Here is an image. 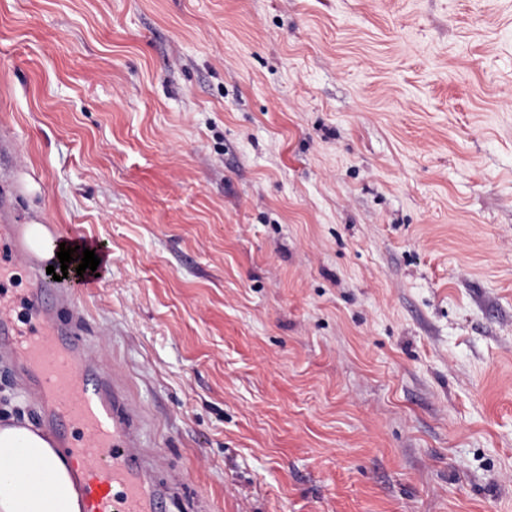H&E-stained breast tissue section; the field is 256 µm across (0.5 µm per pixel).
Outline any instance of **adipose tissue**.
Returning a JSON list of instances; mask_svg holds the SVG:
<instances>
[{
    "instance_id": "adipose-tissue-1",
    "label": "adipose tissue",
    "mask_w": 512,
    "mask_h": 512,
    "mask_svg": "<svg viewBox=\"0 0 512 512\" xmlns=\"http://www.w3.org/2000/svg\"><path fill=\"white\" fill-rule=\"evenodd\" d=\"M0 512H82L51 439L14 420L0 422Z\"/></svg>"
}]
</instances>
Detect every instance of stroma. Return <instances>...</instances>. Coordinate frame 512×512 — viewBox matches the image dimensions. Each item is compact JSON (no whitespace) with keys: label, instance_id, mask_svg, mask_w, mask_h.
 <instances>
[{"label":"stroma","instance_id":"1","mask_svg":"<svg viewBox=\"0 0 512 512\" xmlns=\"http://www.w3.org/2000/svg\"><path fill=\"white\" fill-rule=\"evenodd\" d=\"M1 142L198 512H512V0H0Z\"/></svg>","mask_w":512,"mask_h":512}]
</instances>
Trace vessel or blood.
Here are the masks:
<instances>
[{"instance_id":"vessel-or-blood-1","label":"vessel or blood","mask_w":512,"mask_h":512,"mask_svg":"<svg viewBox=\"0 0 512 512\" xmlns=\"http://www.w3.org/2000/svg\"><path fill=\"white\" fill-rule=\"evenodd\" d=\"M0 235L10 242L0 247V268L28 271L23 301L33 314L28 324H19L7 289H0V352L36 401L41 426L69 457L84 512H165L186 496L187 484L183 477L159 474L125 384L103 371L70 325L56 320L42 278L59 260L32 248L6 190L0 191Z\"/></svg>"}]
</instances>
